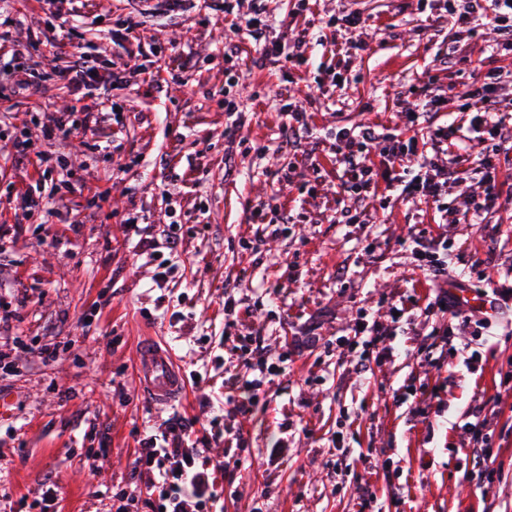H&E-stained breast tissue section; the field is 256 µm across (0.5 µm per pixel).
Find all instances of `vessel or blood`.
Segmentation results:
<instances>
[{"label":"vessel or blood","instance_id":"b4317fda","mask_svg":"<svg viewBox=\"0 0 512 512\" xmlns=\"http://www.w3.org/2000/svg\"><path fill=\"white\" fill-rule=\"evenodd\" d=\"M137 361L140 388L154 404L169 405L183 393V373L172 352L147 341L140 346Z\"/></svg>","mask_w":512,"mask_h":512}]
</instances>
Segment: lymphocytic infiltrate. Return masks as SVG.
Instances as JSON below:
<instances>
[{
    "label": "lymphocytic infiltrate",
    "mask_w": 512,
    "mask_h": 512,
    "mask_svg": "<svg viewBox=\"0 0 512 512\" xmlns=\"http://www.w3.org/2000/svg\"><path fill=\"white\" fill-rule=\"evenodd\" d=\"M248 4V10L239 15L234 0H224V12L237 15L233 31L253 45L257 63L283 56L292 66H304L306 37L287 42L273 36L265 0H248ZM443 8L462 34L469 32L472 15L484 16L496 35L493 45L496 55L512 57V0H445ZM58 76L69 84L74 104L70 111L59 113L52 124L43 126V138L50 145L63 134L83 139L97 133L107 116L105 102L93 97L98 72L89 64L84 49H77L73 61L59 70ZM509 91L512 92V69L498 66L477 73L460 94L465 121L433 129V150L429 153L420 146L415 131L448 104L447 96L430 82L422 88L421 110L408 113L403 133L387 132L378 125L337 128L336 163L341 170L342 197L331 217L332 223H370L375 205L386 203L390 193L396 192L404 199L431 206L439 212L443 223L451 224L457 217L444 208L443 199L450 188L474 178L483 188V197L474 202L468 217L470 223H485L488 215L498 209L502 196L501 176L493 159L503 151L512 150V121L500 112V104ZM379 140L384 141L385 148L376 161L370 156V148ZM471 151L478 156V163L473 167L467 164V154ZM410 246L417 268L434 285L426 304L427 311L433 315L449 314L461 319L463 324L480 327L490 324L503 302L512 299L510 270L502 279L487 278L481 291L486 299L485 307L462 309L450 289L439 285L451 264L446 239L423 231L412 237ZM411 326L410 311L404 306L399 307L397 316L387 324L369 319L362 311L343 343L351 348L364 346L358 366L365 373L372 365L394 357L396 349L391 346V339ZM237 339L236 350L243 366L258 368L259 375L253 379L241 375L233 380L234 394L227 402L235 413L257 406L263 383L285 373L284 368L269 364L261 337L250 332L238 334ZM459 430L484 469L494 472L496 456L489 443L494 430L491 415L483 410L475 411ZM194 434L192 423L176 416L165 420L157 433L142 439L132 461V477L140 483L139 492L113 493L112 512H134L140 504L150 512H210L217 474L198 465L201 450L191 443Z\"/></svg>",
    "instance_id": "1"
}]
</instances>
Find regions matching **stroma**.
I'll list each match as a JSON object with an SVG mask.
<instances>
[{
  "instance_id": "stroma-1",
  "label": "stroma",
  "mask_w": 512,
  "mask_h": 512,
  "mask_svg": "<svg viewBox=\"0 0 512 512\" xmlns=\"http://www.w3.org/2000/svg\"><path fill=\"white\" fill-rule=\"evenodd\" d=\"M350 5L365 24L336 36L357 46L345 84L330 75L331 45L312 48L314 67L292 73L281 61L254 68L243 43L234 86L224 65L231 21L211 0H180L174 9L136 0H0L16 19L1 47L22 52L58 40L63 66L82 44L106 79L102 98L121 107L98 135L114 143L107 153L69 139L44 142L42 124L72 104L65 82L0 99V225L13 223L16 193L61 178L73 186L33 211L0 255V297L19 304L0 342H24L13 352V374L0 377V395L12 401L0 421V512H37L49 477L59 512H106L112 492L135 489L130 463L141 439L175 414L204 429L205 459L248 463L218 478L212 512H512V391H498L512 358V307L479 332L460 329L459 343L479 359L452 350L447 370L422 362L419 351L442 320L426 315L429 285L401 245L427 227L447 237L448 283L472 295L484 287L474 263L511 267L512 151L497 158L510 178L507 201L489 223L437 226L431 209L405 201L370 224L329 223L337 127L402 131L426 72L445 89L470 80L435 68L454 31L447 16L422 12L417 0H315L307 14L295 0L266 2L275 33L292 40ZM127 24L133 33L113 41ZM186 56L195 61L188 71ZM125 69L130 83L110 82ZM228 97L240 124L224 110ZM286 97L306 108L313 130L294 151L280 140ZM22 134L31 154L49 150L65 160L64 172L17 163L12 142ZM290 165L292 182L284 175ZM258 204L308 221L277 232L252 223ZM132 210L145 224L137 236L122 224ZM173 221L182 226L172 258L178 272L159 282L149 246ZM230 282L239 324L264 336L270 360L287 356L289 373L262 387L251 412L225 416L224 384L245 372L225 338ZM390 301L412 304L416 332L396 337L403 356L368 380L337 340L359 309L383 316ZM147 336L169 346L184 373L202 377L166 407L138 384L136 353ZM45 346L59 349L57 361L41 359ZM412 384L436 389L426 415L409 412ZM497 393L500 475L490 481L458 425Z\"/></svg>"
}]
</instances>
